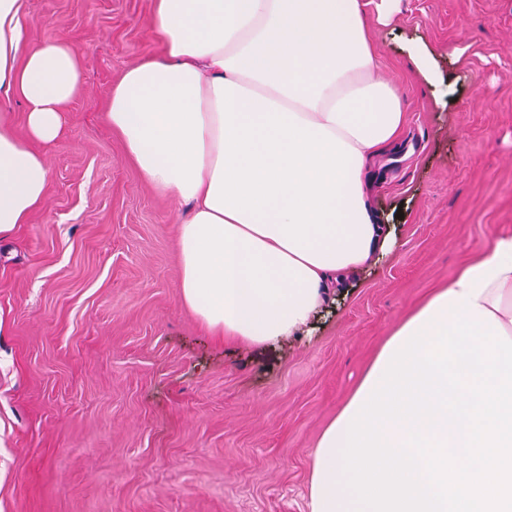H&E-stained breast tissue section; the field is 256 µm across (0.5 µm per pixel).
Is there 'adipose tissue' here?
<instances>
[{
  "label": "adipose tissue",
  "mask_w": 512,
  "mask_h": 512,
  "mask_svg": "<svg viewBox=\"0 0 512 512\" xmlns=\"http://www.w3.org/2000/svg\"><path fill=\"white\" fill-rule=\"evenodd\" d=\"M363 0H155L158 55L113 86L107 119L157 190L189 204L178 227L182 302L214 333L259 349L302 333L329 291L390 252L369 203L371 166L408 124ZM20 0H0V88L26 104V137L0 122V237L43 205L40 145L82 89L80 54L22 53ZM429 332L492 317L512 336V230L457 271ZM458 313H450V306ZM344 423L312 458L310 512H353Z\"/></svg>",
  "instance_id": "1"
}]
</instances>
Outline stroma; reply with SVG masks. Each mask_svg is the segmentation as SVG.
Listing matches in <instances>:
<instances>
[{
    "mask_svg": "<svg viewBox=\"0 0 512 512\" xmlns=\"http://www.w3.org/2000/svg\"><path fill=\"white\" fill-rule=\"evenodd\" d=\"M366 2L409 116L369 197L394 244L261 350L183 305L188 207L106 120L160 51L153 0H20L23 51L71 45L84 92L45 149L44 204L0 238V512H309L320 433L390 331L512 229V0H393L386 25Z\"/></svg>",
    "mask_w": 512,
    "mask_h": 512,
    "instance_id": "obj_1",
    "label": "stroma"
}]
</instances>
